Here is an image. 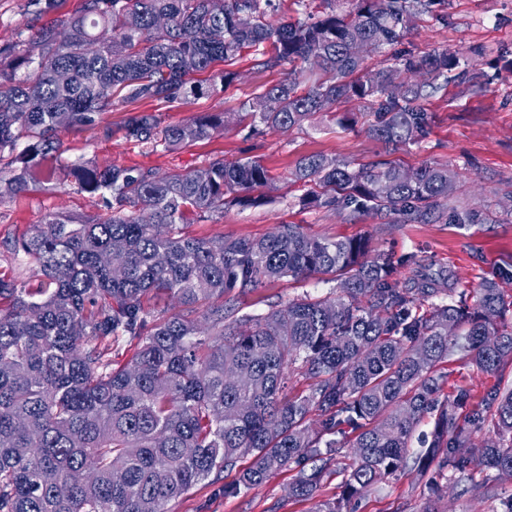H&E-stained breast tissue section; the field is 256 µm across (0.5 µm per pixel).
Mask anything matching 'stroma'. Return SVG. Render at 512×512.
<instances>
[{
	"mask_svg": "<svg viewBox=\"0 0 512 512\" xmlns=\"http://www.w3.org/2000/svg\"><path fill=\"white\" fill-rule=\"evenodd\" d=\"M81 5L82 0H62L57 14H74ZM54 15L31 14L27 0H0V46L15 42L21 30L51 22ZM398 48L415 54L446 49L472 58L483 71L481 86H451L431 98L426 104L430 116L426 137L400 147L396 155L412 167L438 162L456 169L460 205L489 214L488 223L463 227L451 220L387 226L371 214L352 218L344 212L299 204L300 190L290 173L301 157L322 152L365 162L381 153V144L367 133L375 111L368 101L352 104L358 124L351 130L336 123L332 114L320 113L302 128L267 130L251 137L231 123L223 132L174 152H151L126 141L121 127L135 113L151 112L162 125H179L203 113L237 111L242 102L284 78V70L258 69L249 56L232 65L238 79L216 92L159 105L114 98L96 125L62 133L60 160L65 164L89 160L101 166L136 165L162 175L185 172L216 158L258 159L274 177L271 188L264 191L265 204L228 206L221 214L185 225L187 236L252 239L271 233L280 224H299L316 236L370 238L376 255L411 253L432 258L455 274L459 288H472L480 277L512 264V0H448L447 20L422 18ZM100 211L99 199L82 192L59 170L39 191L0 203V243L29 233L50 213L87 218ZM305 291L327 296L332 286L314 280L304 284L278 280L241 296L240 306L262 315ZM446 372L441 399H453L458 387L464 386L473 407L481 405L498 380L497 375L457 361L447 363ZM251 461V456H244L236 469L198 482L168 502L167 512H313L318 501L337 498L340 493L341 479L332 475L312 499L294 498L290 486L295 470L289 467L259 486L225 495V486L237 482ZM431 481L441 487L438 512H500L501 500L512 497L509 477L497 481L498 496L489 499L463 493L458 474L451 471L409 469L376 484L351 508L353 512H420L423 491Z\"/></svg>",
	"mask_w": 512,
	"mask_h": 512,
	"instance_id": "stroma-1",
	"label": "stroma"
}]
</instances>
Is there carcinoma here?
<instances>
[{"mask_svg":"<svg viewBox=\"0 0 512 512\" xmlns=\"http://www.w3.org/2000/svg\"><path fill=\"white\" fill-rule=\"evenodd\" d=\"M284 0H83L81 9L0 48V183L8 198L38 190L40 169L58 161L60 134L96 124L120 94L165 103L205 93L192 82L217 62L255 57L287 76L240 105L175 126L139 112L124 137L152 152L208 139L234 121L274 131L318 112L379 99L370 136L385 152L428 133L424 102L448 84L482 74L446 49L368 58L395 45L424 15L447 17L448 0H294L308 20L277 18ZM25 67L23 77L14 70ZM26 137L28 147L16 152ZM80 190L104 213L77 220L50 213L4 246L33 268L34 283L0 273V512H166L169 501L213 473L253 456L224 494L237 495L296 464L291 493L311 497L353 434L336 500L344 512L375 484L404 472L420 419L430 440L414 457L469 481L462 493L493 498L473 464L512 476V300L499 269L462 291L418 256H371L364 237L330 239L280 224L258 239L188 237L182 225L259 205L273 182L259 160L215 159L186 172L82 161ZM305 205L371 212L390 224H435L485 216L455 206L458 173L441 163H362L323 153L291 172ZM318 277L340 294L296 298L264 316L240 296L267 283ZM448 301L436 302L441 296ZM170 298L168 313L152 301ZM132 353L113 364L112 347ZM498 376L484 403L462 414L470 391L439 399L443 364ZM309 393L284 395L294 377ZM486 427L495 440L476 443Z\"/></svg>","mask_w":512,"mask_h":512,"instance_id":"cac0c4a2","label":"carcinoma"}]
</instances>
